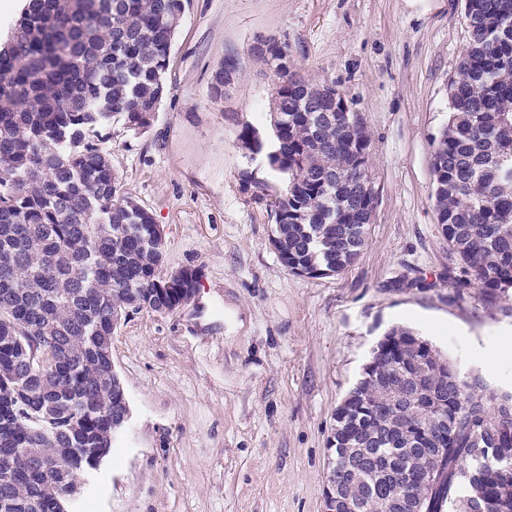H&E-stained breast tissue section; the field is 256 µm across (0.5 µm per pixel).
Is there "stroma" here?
<instances>
[{"label": "stroma", "mask_w": 512, "mask_h": 512, "mask_svg": "<svg viewBox=\"0 0 512 512\" xmlns=\"http://www.w3.org/2000/svg\"><path fill=\"white\" fill-rule=\"evenodd\" d=\"M259 37L287 44L292 69L335 84L362 116L378 204L360 257L335 276L291 274L270 243L260 188L281 177L239 137H271ZM467 43L464 0H189L151 127L113 125L107 147L121 195L163 231L165 272L193 269L198 288L114 332L131 420L71 512H323L334 413L396 325L512 392V316L449 301L443 279L430 160ZM230 58L234 84L213 99ZM417 275L427 287L394 285Z\"/></svg>", "instance_id": "stroma-1"}]
</instances>
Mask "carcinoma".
<instances>
[{
    "label": "carcinoma",
    "instance_id": "carcinoma-1",
    "mask_svg": "<svg viewBox=\"0 0 512 512\" xmlns=\"http://www.w3.org/2000/svg\"><path fill=\"white\" fill-rule=\"evenodd\" d=\"M188 0H26L0 47V512H66L129 413L112 335L129 312L195 295L162 270L152 213L118 195L107 136L147 129ZM469 42L431 156L450 299L512 291V0H465ZM275 69L272 242L299 277L344 271L365 244L368 139L336 86ZM503 308V307H501ZM503 311L512 315V308ZM336 512H512V393L411 328L377 341L336 408Z\"/></svg>",
    "mask_w": 512,
    "mask_h": 512
}]
</instances>
